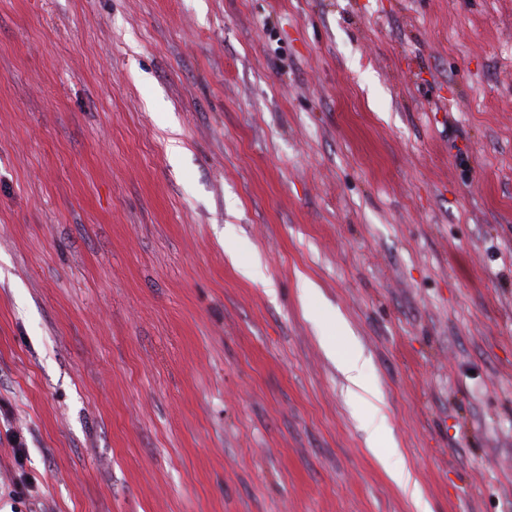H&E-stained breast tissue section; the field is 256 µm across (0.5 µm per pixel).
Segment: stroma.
Returning <instances> with one entry per match:
<instances>
[{"label":"stroma","instance_id":"35a3bbf8","mask_svg":"<svg viewBox=\"0 0 512 512\" xmlns=\"http://www.w3.org/2000/svg\"><path fill=\"white\" fill-rule=\"evenodd\" d=\"M393 448L512 512V0H0V512H416ZM365 363L362 353L352 344H348L347 348L337 355V367L345 381L348 396L353 400L367 403L373 418H376L380 414L376 402L380 399L367 381Z\"/></svg>","mask_w":512,"mask_h":512}]
</instances>
